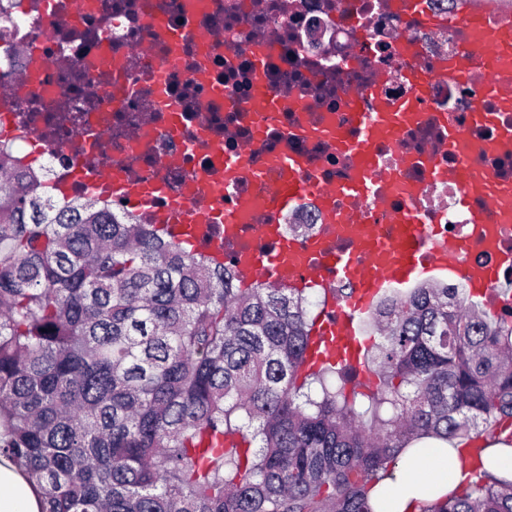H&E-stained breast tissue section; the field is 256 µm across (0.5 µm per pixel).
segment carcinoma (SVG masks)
I'll list each match as a JSON object with an SVG mask.
<instances>
[{
  "instance_id": "1",
  "label": "carcinoma",
  "mask_w": 512,
  "mask_h": 512,
  "mask_svg": "<svg viewBox=\"0 0 512 512\" xmlns=\"http://www.w3.org/2000/svg\"><path fill=\"white\" fill-rule=\"evenodd\" d=\"M311 288L257 281L93 197L61 207L0 153V457L42 512H375L423 437L483 445L420 512H512V298L386 289L357 373L306 371Z\"/></svg>"
}]
</instances>
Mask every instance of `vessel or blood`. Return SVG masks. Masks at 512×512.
Listing matches in <instances>:
<instances>
[{"label":"vessel or blood","instance_id":"vessel-or-blood-1","mask_svg":"<svg viewBox=\"0 0 512 512\" xmlns=\"http://www.w3.org/2000/svg\"><path fill=\"white\" fill-rule=\"evenodd\" d=\"M465 30L471 52L444 58L441 71L455 77L480 75L498 109L512 112V19L490 21L483 15L473 14ZM45 68L46 61L39 53H29L16 85L0 89V109H7L19 90L36 85ZM386 81V76L376 77L370 91L369 112L359 110L360 91L350 90L346 96L345 106L357 113L361 129L359 139L348 145L358 161L346 183L328 185L306 178L304 161L295 153L283 152L267 159L268 166L288 173L277 189L281 205L307 199L323 215L325 231L304 247L281 239L278 223L263 219L262 197L240 190L239 182L249 169L254 152L250 143L241 145L235 155L225 157L220 181L193 176L190 202L186 205L173 202L152 207V200L164 192L161 182H128L89 161L81 162L75 176L98 192L122 196L130 206L150 205L152 223L164 225L179 239L208 245L212 255L219 259L224 252L219 241L210 239V225L222 224L227 239L237 238L244 227H251L256 238L275 244L276 249L268 255L253 248L240 250L236 263L244 281L249 284L264 281L291 288L310 285L325 288L327 303L315 320L308 362L315 367L328 361L358 367L362 364L363 344L355 315L368 310L385 288L422 274L441 275L464 285L472 295L490 299L499 295L501 270L512 267V251L503 247L500 237L501 225L512 224V189L499 186L494 176L482 169L452 168L447 178L460 183L464 200H482L494 212L495 223H486L483 214L475 211L464 236L439 241L430 225L415 223L409 211H393L389 214L390 222L403 228V238L397 243L381 240L374 227L366 224L362 214L366 199L384 206L394 196L412 200L423 192L421 185L386 172L371 155L374 143L395 140L401 127L418 118L410 107L393 106L384 97L382 88ZM226 191L233 194L232 206L224 212H214L213 196ZM338 237L353 243L354 251L337 252L333 241ZM475 247L490 255L491 263L471 260L469 253ZM329 268L335 271V279L351 283L348 296L333 293L335 279L325 276Z\"/></svg>","mask_w":512,"mask_h":512}]
</instances>
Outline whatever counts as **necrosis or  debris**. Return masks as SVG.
Instances as JSON below:
<instances>
[{
  "label": "necrosis or debris",
  "mask_w": 512,
  "mask_h": 512,
  "mask_svg": "<svg viewBox=\"0 0 512 512\" xmlns=\"http://www.w3.org/2000/svg\"><path fill=\"white\" fill-rule=\"evenodd\" d=\"M476 0H418L411 12L387 10L383 0H0V83L12 81L27 52L47 62L41 85L21 91L0 113V150L27 173L58 179L91 157L99 167L132 180H160L170 198L184 196L189 178L216 173L224 157L254 143L243 189L269 193L280 181L266 163L283 149L302 153L307 177L345 183L352 157L339 149L359 130L344 103L349 89L369 91L376 75L393 105L419 109L421 122L402 129L396 142L373 144L380 166L425 190L413 201L394 199L436 236L464 234L467 213L481 201H463L457 184L438 171L467 164L491 171L512 188V151L461 153L446 143L457 132L474 143L512 129V113L496 111L481 81L443 75L444 57L465 50L464 18ZM444 19L429 31L424 16ZM406 30L421 46L409 55L396 41ZM218 33L205 44L196 34ZM150 42L146 55L135 48ZM428 72L422 86L406 78ZM273 98L268 115L249 112L256 93ZM308 115L327 128L311 139L299 127ZM84 140H75L76 131ZM213 143L203 154L199 136ZM437 147L433 168L419 161Z\"/></svg>",
  "instance_id": "4bbe7bcc"
}]
</instances>
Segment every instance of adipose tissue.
I'll list each match as a JSON object with an SVG mask.
<instances>
[{
    "mask_svg": "<svg viewBox=\"0 0 512 512\" xmlns=\"http://www.w3.org/2000/svg\"><path fill=\"white\" fill-rule=\"evenodd\" d=\"M459 449L429 439L400 459L383 489L390 496L384 512H419L423 502L446 495L468 473L459 462ZM0 512H41L40 499L10 462L0 463Z\"/></svg>",
    "mask_w": 512,
    "mask_h": 512,
    "instance_id": "adipose-tissue-1",
    "label": "adipose tissue"
}]
</instances>
